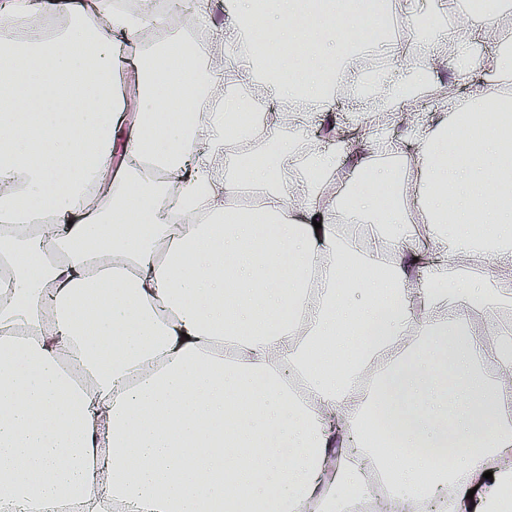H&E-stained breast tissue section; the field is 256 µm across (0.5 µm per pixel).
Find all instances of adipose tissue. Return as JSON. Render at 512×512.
<instances>
[{"mask_svg": "<svg viewBox=\"0 0 512 512\" xmlns=\"http://www.w3.org/2000/svg\"><path fill=\"white\" fill-rule=\"evenodd\" d=\"M104 2L0 0V16L70 19L63 36L11 44L22 66L0 74V202L24 204L0 209V223L49 217L36 237L0 232V512H238L244 490L258 512H350L371 497L372 471L395 512H504L512 115L486 78L512 59L464 58L476 111L459 117L441 100L389 143L398 166L363 152L343 168L299 125L256 165L227 152L223 123L199 132L159 112L161 99L198 93L177 67L197 53L146 50L141 33L161 13ZM365 8L301 20L298 0H233L225 42L260 28L283 59L264 80L259 52L226 62L225 111L249 115L237 90L254 83L270 105L330 111L328 46ZM145 148L167 186L140 179ZM289 164L287 196L274 184ZM203 185L206 224L194 220ZM250 189L264 192L261 211L226 207ZM473 311L495 313L489 330ZM370 324L376 338L360 347ZM459 330L458 394L440 398L430 350ZM488 349L499 376L477 393ZM379 408L414 451L402 463L354 445ZM478 429L482 452L454 469L427 456Z\"/></svg>", "mask_w": 512, "mask_h": 512, "instance_id": "adipose-tissue-1", "label": "adipose tissue"}]
</instances>
